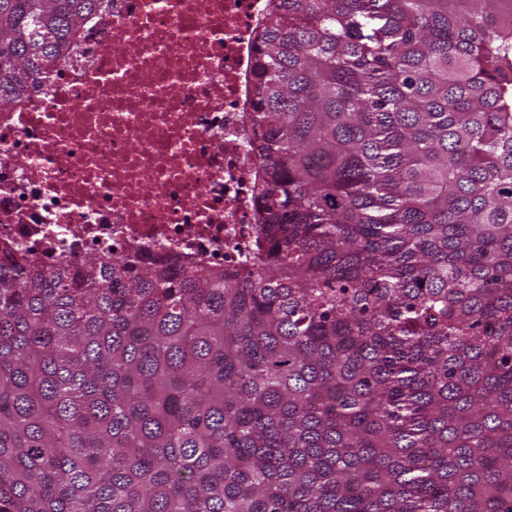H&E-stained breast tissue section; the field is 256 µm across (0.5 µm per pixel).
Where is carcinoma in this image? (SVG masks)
Listing matches in <instances>:
<instances>
[{"label":"carcinoma","instance_id":"1","mask_svg":"<svg viewBox=\"0 0 512 512\" xmlns=\"http://www.w3.org/2000/svg\"><path fill=\"white\" fill-rule=\"evenodd\" d=\"M104 0H0V106ZM260 253L0 263V512H512V0H269Z\"/></svg>","mask_w":512,"mask_h":512}]
</instances>
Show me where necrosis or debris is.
Wrapping results in <instances>:
<instances>
[{
  "instance_id": "1",
  "label": "necrosis or debris",
  "mask_w": 512,
  "mask_h": 512,
  "mask_svg": "<svg viewBox=\"0 0 512 512\" xmlns=\"http://www.w3.org/2000/svg\"><path fill=\"white\" fill-rule=\"evenodd\" d=\"M267 0H108L0 112V252L206 271L256 257L254 30Z\"/></svg>"
}]
</instances>
